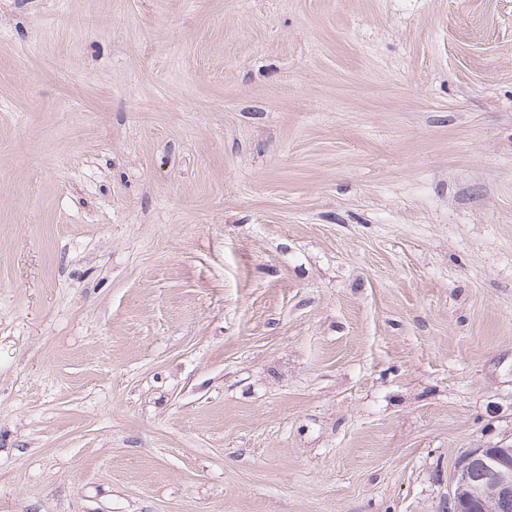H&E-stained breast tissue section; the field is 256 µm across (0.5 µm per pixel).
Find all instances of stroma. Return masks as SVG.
Segmentation results:
<instances>
[{
	"instance_id": "35a3bbf8",
	"label": "stroma",
	"mask_w": 512,
	"mask_h": 512,
	"mask_svg": "<svg viewBox=\"0 0 512 512\" xmlns=\"http://www.w3.org/2000/svg\"><path fill=\"white\" fill-rule=\"evenodd\" d=\"M512 444V0H0V512H446Z\"/></svg>"
}]
</instances>
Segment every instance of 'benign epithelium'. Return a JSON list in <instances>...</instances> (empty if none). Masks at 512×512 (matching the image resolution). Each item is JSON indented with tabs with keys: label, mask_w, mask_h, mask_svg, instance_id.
I'll use <instances>...</instances> for the list:
<instances>
[{
	"label": "benign epithelium",
	"mask_w": 512,
	"mask_h": 512,
	"mask_svg": "<svg viewBox=\"0 0 512 512\" xmlns=\"http://www.w3.org/2000/svg\"><path fill=\"white\" fill-rule=\"evenodd\" d=\"M512 499V455L502 448H477L461 457L448 481V512H492L479 506Z\"/></svg>",
	"instance_id": "obj_1"
}]
</instances>
